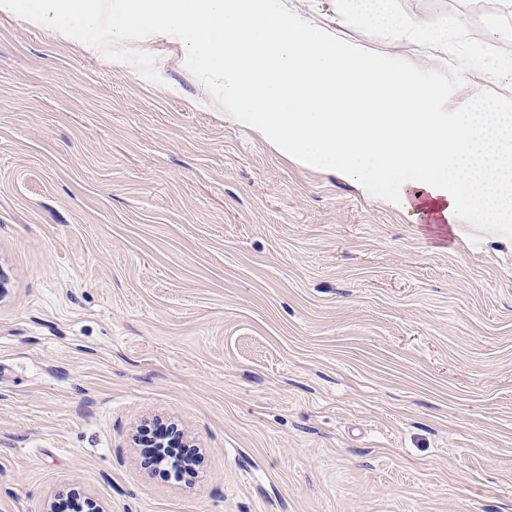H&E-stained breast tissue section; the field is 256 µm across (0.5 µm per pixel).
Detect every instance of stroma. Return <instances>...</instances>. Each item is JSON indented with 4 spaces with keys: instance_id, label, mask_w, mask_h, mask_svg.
I'll return each mask as SVG.
<instances>
[{
    "instance_id": "stroma-1",
    "label": "stroma",
    "mask_w": 512,
    "mask_h": 512,
    "mask_svg": "<svg viewBox=\"0 0 512 512\" xmlns=\"http://www.w3.org/2000/svg\"><path fill=\"white\" fill-rule=\"evenodd\" d=\"M0 12V512H512V238L285 159L148 30ZM483 44L499 0H393ZM449 103L484 86L443 82ZM173 422L178 482L132 436Z\"/></svg>"
}]
</instances>
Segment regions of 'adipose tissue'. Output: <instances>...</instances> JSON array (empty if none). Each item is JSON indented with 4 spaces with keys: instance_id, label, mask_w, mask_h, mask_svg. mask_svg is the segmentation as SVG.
<instances>
[{
    "instance_id": "ef3b65f1",
    "label": "adipose tissue",
    "mask_w": 512,
    "mask_h": 512,
    "mask_svg": "<svg viewBox=\"0 0 512 512\" xmlns=\"http://www.w3.org/2000/svg\"><path fill=\"white\" fill-rule=\"evenodd\" d=\"M339 24L377 26L418 58L442 62L444 30L396 13L390 0H332ZM31 22L68 37L67 20L105 32L127 55L133 30L178 40L203 61L217 107L284 156L357 182L412 209L422 203L446 223L512 236V34L498 18L486 40L496 54L458 59L455 73L488 77L500 99L449 105L439 88L388 54L316 30L269 0H33Z\"/></svg>"
}]
</instances>
